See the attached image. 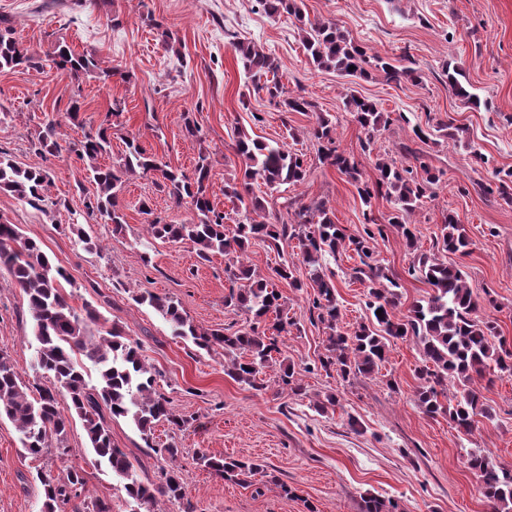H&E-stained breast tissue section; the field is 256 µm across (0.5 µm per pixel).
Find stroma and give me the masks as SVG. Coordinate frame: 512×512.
<instances>
[{
	"instance_id": "obj_1",
	"label": "stroma",
	"mask_w": 512,
	"mask_h": 512,
	"mask_svg": "<svg viewBox=\"0 0 512 512\" xmlns=\"http://www.w3.org/2000/svg\"><path fill=\"white\" fill-rule=\"evenodd\" d=\"M310 18L329 19L356 42L398 62L411 59L415 81L393 83L383 73L342 78L313 67L291 17L273 18L257 0H0V16L8 18L37 61L29 69L0 71V149L19 166L48 168L52 177L48 202L36 209L0 190V218L16 224L24 237L39 242L53 265L70 278L64 291L75 307L95 309L124 335L136 340L157 375V390L175 413L188 416L186 428L158 423L144 440L125 419L112 421V441L122 448L140 478L159 481L149 446L180 448V477L195 512H361L362 499L375 495L398 503L401 512H493L479 491L477 476L468 469L469 449L483 448L512 466V375L494 383L478 382L492 419H481L466 436L445 417L429 418L415 405L421 364L419 349L409 339L389 343L388 359L378 374L346 381L324 371L325 330L311 320L314 297L310 270L299 266L303 289L287 282L277 288L286 298L298 329L279 336L276 360L291 364L303 387L293 394L278 382V368L267 371L264 389L237 384L224 373V353L207 352L191 341L172 336L167 323L140 295L177 300L202 329H238L248 316L224 306L230 282L224 258L200 260L191 242L151 239L147 220L155 216L182 223L192 213L176 207L154 176L126 181L120 203L126 214L122 228L87 215L86 195L95 191L87 165L71 150L83 131L106 122L113 101H121L123 128L112 137L111 164L125 150L124 138L137 136L142 146L171 167L192 170L200 151L210 154V197L229 212L224 181L239 166L232 148L238 130L264 141H289V128L301 136L289 141L303 154L306 181L289 194L326 200L347 235L362 236L365 214L383 218L385 199L364 206L354 186L318 159L309 131L314 115L284 111L248 87L230 35L261 44L279 63L287 89L304 87L319 112L338 117L334 137L340 150L359 163L364 175L376 179L377 155L398 156L400 145L419 151L440 170L430 197L411 220L418 228L417 245L409 247L394 228L376 239L374 257L399 279L400 312L424 299L429 287L409 275L416 254L435 253V238L447 212H455L474 246L469 255H447L467 276L474 295L495 300L486 315L512 346V204L497 192L495 172L512 169V0H303ZM153 16L156 27L145 24ZM173 49H166L162 32ZM93 55L101 67L129 72L128 80L82 76L72 80L52 64L57 43ZM463 73L462 84L479 100L467 104L448 86L446 67ZM377 103L391 123L374 141L343 107L346 93ZM78 99L79 121L67 124L58 153L41 158L31 149L47 114L64 115ZM454 118L462 127L460 140L421 143L415 126ZM202 129L201 138L185 136V120ZM370 150H363V142ZM484 162H475L472 151ZM149 202L151 215L141 213ZM86 232L100 247L87 251L78 238ZM359 258L341 252L333 269L341 331L368 322L366 290L350 280ZM36 343L24 292L0 270V351L7 354L24 383H32ZM396 390H389L388 381ZM336 405L327 407L326 395ZM362 425L351 431L349 418ZM68 457L54 449L41 456L24 455L12 423L0 419V512H41V476H61L66 466L82 468L86 495L111 502L112 512H139L111 472L99 466L80 420L68 431ZM202 454L233 456L261 463L265 473L255 487H242L216 476L199 463Z\"/></svg>"
}]
</instances>
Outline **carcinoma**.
<instances>
[{"mask_svg":"<svg viewBox=\"0 0 512 512\" xmlns=\"http://www.w3.org/2000/svg\"><path fill=\"white\" fill-rule=\"evenodd\" d=\"M270 17L287 14L299 23L302 46L314 67L332 70L342 78L366 77L367 66L384 73L387 80L399 83L415 80L416 70L408 65H395L353 41L332 21L307 19L298 0H257ZM239 56L246 79L254 92L264 93L269 100L284 106L288 112H313L316 105L304 95L286 91L278 79V63L264 47L251 41L230 42ZM56 68L74 80L101 70L104 79L128 74L117 68L100 69V63L91 55L78 54L69 45H56ZM35 65L34 57L15 36V28L6 19H0V71L28 68ZM345 108L368 135L363 149L370 148L372 138L380 127L389 123V117L375 102L349 94ZM63 123L47 119L44 130L31 143L33 152L43 158L60 149ZM336 123L316 114L311 136L318 143L319 160L336 168L357 189L361 201L371 206L380 196L391 204L385 218L408 246H415L416 235L410 216L422 205L427 189L440 175L420 160L417 152L404 146L402 151L419 160L423 176L411 167L398 165L393 158H382L376 163L378 176L370 183L363 179L357 163L340 152L334 133ZM462 128L453 118L441 121L428 130L417 125L413 133L420 141L433 136L459 139ZM112 149V124L106 123L84 132L83 139L74 145L81 160L88 162L95 193L85 198L84 207L89 216L98 215L117 227L126 223L119 206V195L124 178L155 173L158 186L167 191L176 206L190 205L192 219L184 224H171L155 218L147 231L163 242L188 240L197 256L210 260L215 254L227 260L226 272L234 283L224 296V305L245 311L253 322L232 332L224 329L201 330L189 320L180 305L169 297L141 296L138 302L150 305L170 325L173 335L192 341L206 351L220 348L228 360L224 374L237 383L252 389L264 388L260 375L272 367V353L277 351V336L288 333L297 322L288 316L287 302L270 281H286L294 288L301 283L295 276L293 259H284L271 268L268 277L255 274L245 264L246 249L253 240L278 244L297 240L302 263L314 268L311 277L316 291L309 307L310 315L328 330L325 353L320 358L321 368L335 369L344 379L368 377L379 372L386 360L388 341L402 338L421 346L424 364L416 370L420 385L416 391V406L420 412L434 418L445 415L461 432L469 435L477 428V417H490L473 387L475 379L488 378L493 371L505 375L512 372V349L498 339L497 322L480 315L484 308L467 285L462 270L433 254L422 253L408 269V274L423 280L430 288L429 295L413 303L407 313L399 316L400 284L389 270L373 259L370 243L384 236V225L364 214L366 223L375 229H364L361 237L346 235L337 224L328 202L313 199L304 202L298 196L278 201L273 193L281 188L298 186L305 181L307 169L302 156L288 150L285 142H266L238 132L235 154L242 160L241 176L224 183V196L244 204L233 235L225 233L226 215L218 211L209 194L210 155L199 153L191 173L174 169L150 154L131 138L126 151L115 163L107 166L98 158ZM497 191L502 200L512 203V170L496 172ZM51 186L50 172L43 167L22 168L0 151V190L10 191L34 208L42 207ZM266 188L265 195L255 189ZM281 204L287 220L270 221L268 204ZM436 243L446 253H470L472 240L457 215L450 211L444 216L440 237ZM351 249L359 257V265L352 268L351 278L367 288L366 307L371 313L369 323L359 325L351 335L338 329L340 309L336 299L335 272H324L321 261L336 258L341 250ZM0 269L8 272L12 282L26 294L32 319V336L37 342L39 370L53 378V384L33 382L26 385L18 378L8 356L0 353V419L9 420L20 434L23 450L39 456L47 448H55L62 456L69 454L67 435L72 418L82 422L89 447L96 462L126 480L123 486L128 497L150 505L148 512H168L158 507L177 505L181 512H193L178 475L177 448H150V456L162 463L160 483H144L137 477L126 453L112 443L110 423L128 418L144 439H150L154 425L165 421L175 429L185 428L189 419L175 415L167 407V400L156 391V374L143 361L140 345L128 339L115 324L107 327L100 316L85 307L76 309L63 293L60 280H69L65 269L54 266L41 246L25 238L16 225L0 217ZM382 313H377V310ZM97 372V382L88 379L85 362ZM453 382L459 398L456 403L445 402L446 386ZM37 396H32L31 391ZM205 466L226 480L248 484L263 473V466L231 458H202ZM468 468L479 479L483 496L500 506V512H512V469L499 466L493 457L480 448L468 453ZM44 490L42 512H66L73 502L85 493L83 473L75 468L61 477H40ZM362 512H398L397 505L375 496L363 499Z\"/></svg>","mask_w":512,"mask_h":512,"instance_id":"cac0c4a2","label":"carcinoma"}]
</instances>
